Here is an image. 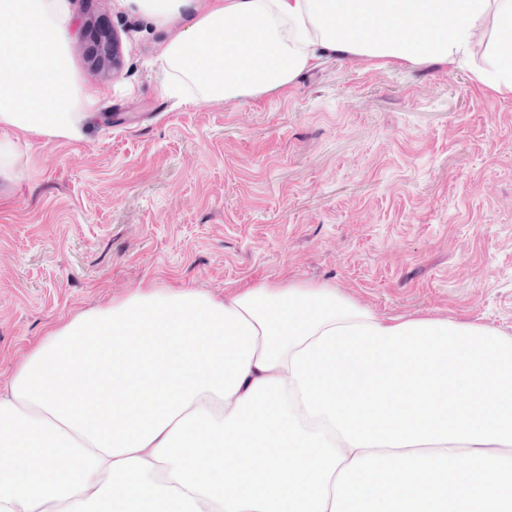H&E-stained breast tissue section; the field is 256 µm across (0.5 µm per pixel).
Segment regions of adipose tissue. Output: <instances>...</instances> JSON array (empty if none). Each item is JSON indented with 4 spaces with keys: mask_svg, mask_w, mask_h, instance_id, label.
<instances>
[{
    "mask_svg": "<svg viewBox=\"0 0 512 512\" xmlns=\"http://www.w3.org/2000/svg\"><path fill=\"white\" fill-rule=\"evenodd\" d=\"M173 97L285 93L324 59L512 95V0H128ZM69 0H0V177L97 103ZM0 512H512V335L334 286L157 284L45 331L0 386Z\"/></svg>",
    "mask_w": 512,
    "mask_h": 512,
    "instance_id": "ef3b65f1",
    "label": "adipose tissue"
}]
</instances>
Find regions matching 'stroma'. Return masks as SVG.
Instances as JSON below:
<instances>
[{"mask_svg":"<svg viewBox=\"0 0 512 512\" xmlns=\"http://www.w3.org/2000/svg\"><path fill=\"white\" fill-rule=\"evenodd\" d=\"M71 8L100 102L81 139L19 141L0 177L1 384L48 326L148 282L293 277L512 333V96L465 69L332 58L285 94L179 102L154 74L168 30L126 0ZM95 14L121 38L114 77L90 70Z\"/></svg>","mask_w":512,"mask_h":512,"instance_id":"stroma-1","label":"stroma"}]
</instances>
